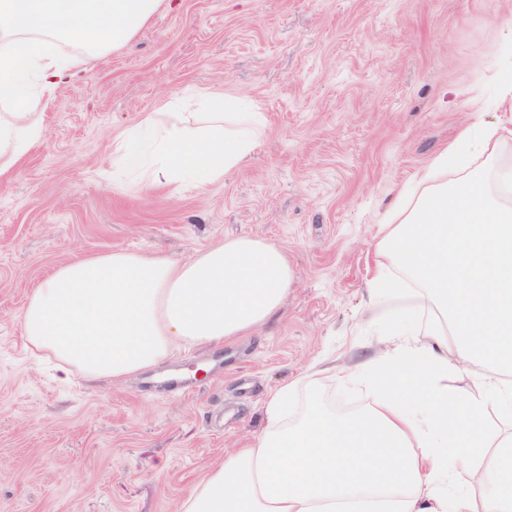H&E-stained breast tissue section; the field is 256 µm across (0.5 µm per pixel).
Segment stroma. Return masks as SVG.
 Masks as SVG:
<instances>
[{
	"label": "stroma",
	"mask_w": 512,
	"mask_h": 512,
	"mask_svg": "<svg viewBox=\"0 0 512 512\" xmlns=\"http://www.w3.org/2000/svg\"><path fill=\"white\" fill-rule=\"evenodd\" d=\"M506 75L512 0H174L128 46L84 56L0 177V512H177L262 432L278 387L326 356L359 368L382 346L366 293L393 264L381 223L463 127L505 119ZM190 93L263 112L246 162L202 188L117 178V137ZM238 236L281 247L293 272L262 328L115 384L59 382L28 351L20 313L59 264L186 259ZM315 390L348 413L370 402L354 380L307 379L289 421Z\"/></svg>",
	"instance_id": "35a3bbf8"
}]
</instances>
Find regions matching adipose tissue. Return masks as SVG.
<instances>
[{
	"label": "adipose tissue",
	"mask_w": 512,
	"mask_h": 512,
	"mask_svg": "<svg viewBox=\"0 0 512 512\" xmlns=\"http://www.w3.org/2000/svg\"><path fill=\"white\" fill-rule=\"evenodd\" d=\"M161 0H0V174L45 134L38 119L82 56L125 46ZM74 52H66L64 44ZM186 122L154 116L123 133L121 170L147 184L200 188L251 155L262 113L215 98ZM506 124L466 127L416 170L381 225L368 304L392 342L361 366L372 399L339 417L311 408L296 425L294 379L271 395L246 448L193 483L178 512H512V171L470 164V144H496ZM281 248L250 236L186 260L124 250L59 265L20 318L31 353L61 380L120 381L179 348H215L263 326L292 282ZM468 374L462 393L448 388Z\"/></svg>",
	"instance_id": "1"
}]
</instances>
